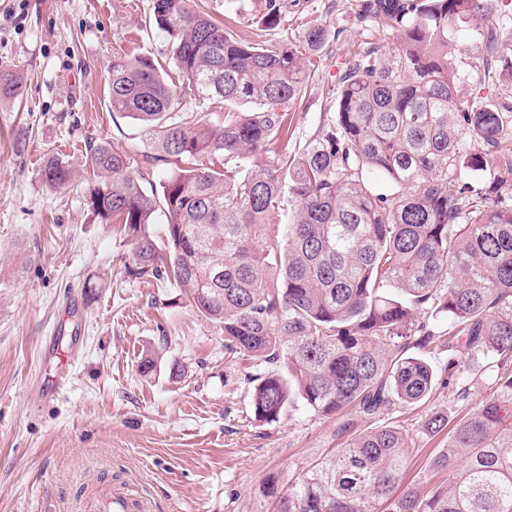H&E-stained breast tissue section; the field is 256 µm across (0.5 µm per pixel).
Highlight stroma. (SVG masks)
<instances>
[{
    "instance_id": "stroma-1",
    "label": "stroma",
    "mask_w": 512,
    "mask_h": 512,
    "mask_svg": "<svg viewBox=\"0 0 512 512\" xmlns=\"http://www.w3.org/2000/svg\"><path fill=\"white\" fill-rule=\"evenodd\" d=\"M212 18L246 41L271 38L265 0H202ZM150 0H0V70L23 82L21 100L0 98V512H89L93 492L124 484L151 512H272L265 483L286 489L342 444L336 421L289 408L255 421L252 360L228 353L222 333L169 281L131 275V243L94 223L85 196L90 143L109 139L140 156L142 125L112 112L108 70L115 56L166 52L163 35L141 24ZM355 0H284V27L308 23L338 33L293 104L289 152L313 133L348 51L392 42L356 25ZM76 181L54 189L45 157ZM79 327L71 347L67 330ZM156 369L141 374L148 354ZM68 375L42 394L58 366ZM468 400L436 385L413 409L381 416L410 438V471L424 484L442 437L424 435L435 412L465 413Z\"/></svg>"
}]
</instances>
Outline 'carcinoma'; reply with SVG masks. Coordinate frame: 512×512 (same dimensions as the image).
I'll list each match as a JSON object with an SVG mask.
<instances>
[{
	"label": "carcinoma",
	"instance_id": "cac0c4a2",
	"mask_svg": "<svg viewBox=\"0 0 512 512\" xmlns=\"http://www.w3.org/2000/svg\"><path fill=\"white\" fill-rule=\"evenodd\" d=\"M499 2L357 0V24L395 41L346 55L331 111L273 161L325 27L249 43L190 0H151L148 29L166 38L194 99L224 106L221 125H190L151 54L112 60L108 104L146 129L153 153L140 162L113 141L92 146L88 209L123 226L130 273L166 277L219 327L226 351L271 365L251 377L255 420L277 422L296 401L325 418L373 420L427 400L441 380L464 398L475 381L490 386L454 423L426 419L427 436L448 434L427 488L406 483L409 436L367 427L288 491L270 482L273 512H512V183L493 174L450 188L464 170L512 175V44L490 26ZM265 10L266 27H280V0ZM462 33L480 36L465 58ZM495 65V101L459 97L460 80ZM21 93L19 76L0 70V94ZM151 160L172 165L159 193L143 184ZM372 175L395 192H376ZM41 176L56 189L74 179L55 157ZM281 211L293 216L285 243L259 248ZM159 213L161 243L150 230ZM426 312L448 328H428ZM411 348L446 354L441 372Z\"/></svg>",
	"mask_w": 512,
	"mask_h": 512
}]
</instances>
